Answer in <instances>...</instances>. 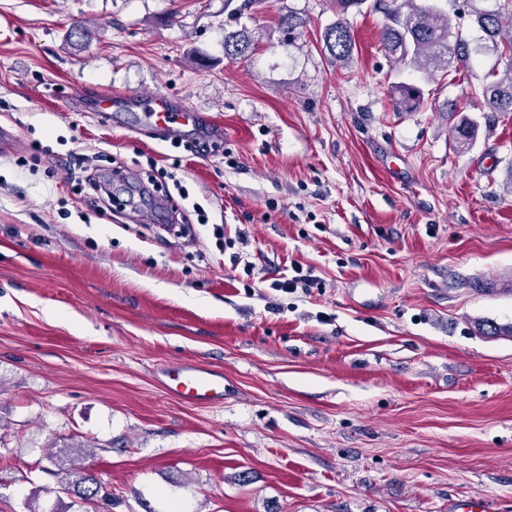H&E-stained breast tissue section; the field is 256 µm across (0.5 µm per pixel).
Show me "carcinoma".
I'll use <instances>...</instances> for the list:
<instances>
[{
    "instance_id": "cac0c4a2",
    "label": "carcinoma",
    "mask_w": 512,
    "mask_h": 512,
    "mask_svg": "<svg viewBox=\"0 0 512 512\" xmlns=\"http://www.w3.org/2000/svg\"><path fill=\"white\" fill-rule=\"evenodd\" d=\"M471 13L489 48L508 59L503 75L485 85L484 105L490 112H512V0H502L496 8L483 7L485 0H470ZM374 9L387 19L382 30V46L393 60L425 75L448 64L453 58H470L468 42L457 37L450 40L448 13L437 0H375ZM324 50L339 66H347L352 58L355 40L351 28L340 18L323 33ZM255 39L246 29L224 35V56L237 59L246 56ZM393 103L399 112H413L423 102V89L414 84L393 86ZM478 131L476 122L463 118L454 127L453 148L460 152L472 148ZM66 485L84 501L97 496L100 490L94 475L87 468L60 460Z\"/></svg>"
}]
</instances>
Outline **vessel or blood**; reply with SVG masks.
I'll use <instances>...</instances> for the list:
<instances>
[{"mask_svg": "<svg viewBox=\"0 0 512 512\" xmlns=\"http://www.w3.org/2000/svg\"><path fill=\"white\" fill-rule=\"evenodd\" d=\"M149 102L151 108L146 112L145 119L158 130L174 131L183 126L196 127L200 124L198 113L174 107L163 95H153ZM159 380L167 394L181 403L220 404L227 390L223 371L190 360L161 369Z\"/></svg>", "mask_w": 512, "mask_h": 512, "instance_id": "1", "label": "vessel or blood"}]
</instances>
